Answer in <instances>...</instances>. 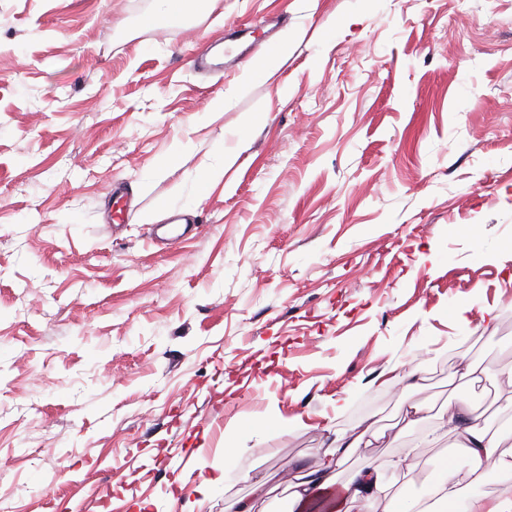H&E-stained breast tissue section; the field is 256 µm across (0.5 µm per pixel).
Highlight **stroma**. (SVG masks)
Here are the masks:
<instances>
[{"label":"stroma","instance_id":"obj_1","mask_svg":"<svg viewBox=\"0 0 512 512\" xmlns=\"http://www.w3.org/2000/svg\"><path fill=\"white\" fill-rule=\"evenodd\" d=\"M261 15L306 31L273 81L195 69L230 19L265 55ZM177 210L198 230L151 244ZM509 367L512 0H0V512H237L260 478L288 512L326 431L452 399L512 425ZM458 456L425 427L336 483L417 497ZM396 367H391L389 370L381 373L379 377L384 378L383 383L389 385L401 386L403 390L417 387L421 382L424 381V371L420 368H414L409 372L396 373Z\"/></svg>","mask_w":512,"mask_h":512}]
</instances>
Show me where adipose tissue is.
<instances>
[{
  "label": "adipose tissue",
  "mask_w": 512,
  "mask_h": 512,
  "mask_svg": "<svg viewBox=\"0 0 512 512\" xmlns=\"http://www.w3.org/2000/svg\"><path fill=\"white\" fill-rule=\"evenodd\" d=\"M437 419L439 428L456 434L462 465L441 462L423 495L416 498L390 494L384 471L369 465L350 476L333 512H374L380 504L385 512H512V425L489 432L464 401L449 402ZM382 437V432L368 422L336 435L315 464L299 467L289 475V512H309L334 483L342 462ZM492 476L505 482L494 494L483 490Z\"/></svg>",
  "instance_id": "1"
}]
</instances>
